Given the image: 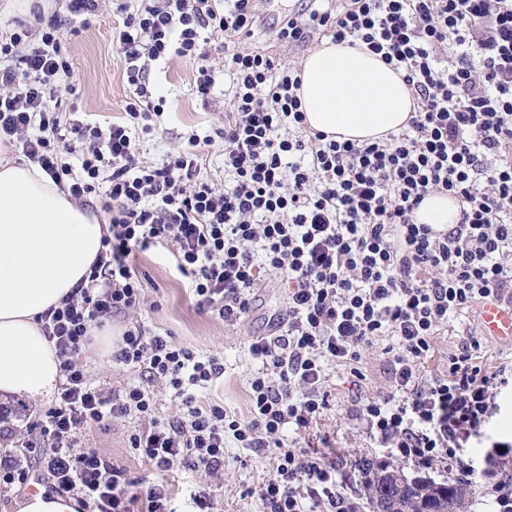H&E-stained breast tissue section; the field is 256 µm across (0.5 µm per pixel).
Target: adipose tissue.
Masks as SVG:
<instances>
[{
  "label": "adipose tissue",
  "instance_id": "ef3b65f1",
  "mask_svg": "<svg viewBox=\"0 0 512 512\" xmlns=\"http://www.w3.org/2000/svg\"><path fill=\"white\" fill-rule=\"evenodd\" d=\"M403 69L364 43L325 40L301 65L297 95L308 126L337 141L372 142L406 128L413 96ZM0 144V398L41 400L63 377L38 319L85 277L106 227L72 202L40 168ZM452 195L432 192L420 224L459 220Z\"/></svg>",
  "mask_w": 512,
  "mask_h": 512
}]
</instances>
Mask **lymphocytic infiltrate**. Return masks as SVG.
I'll return each mask as SVG.
<instances>
[{"mask_svg":"<svg viewBox=\"0 0 512 512\" xmlns=\"http://www.w3.org/2000/svg\"><path fill=\"white\" fill-rule=\"evenodd\" d=\"M101 2L66 0L64 18L33 5L0 39V139L77 205L99 203L109 221L87 279L40 317L64 381L28 422L24 459L0 461V486L25 485L37 470L77 495L83 512H171L163 487L132 491L124 468L85 444L87 432L134 416L142 425L129 446L159 471L218 475L231 440L272 458L258 490L265 512H357L335 466L288 448L281 434L309 428L328 408L329 365L358 373L361 347L380 338L395 351L397 394L364 404L361 423L415 466L457 469L461 448L480 435L512 379L466 349L444 378L422 380L413 365L452 319L492 299L512 302V0H343L334 11L305 0L268 21L258 0H144L134 14L112 0L124 16L115 39L130 97L125 122L105 128L47 104L48 95L73 91L64 24ZM267 25L291 42L320 31L359 40L401 67L414 98L407 128L362 144L311 131L300 69L228 48L224 172L232 185L202 178L195 134L167 162L142 160L131 127L161 112L151 63L197 60L196 89L206 98L215 79L201 31L238 40ZM431 192L458 199L457 224L416 223ZM158 247L170 248L197 308L230 323L246 318L266 278L286 284L285 316L248 347L260 367L248 380L246 420L193 392L223 375L217 356L135 319L145 292L132 255ZM117 313L132 320L111 361L146 378L118 390L94 385L84 364L92 328ZM160 380L182 403L178 419L158 416L150 385Z\"/></svg>","mask_w":512,"mask_h":512,"instance_id":"f902f5d3","label":"lymphocytic infiltrate"}]
</instances>
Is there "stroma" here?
<instances>
[{
  "instance_id": "stroma-1",
  "label": "stroma",
  "mask_w": 512,
  "mask_h": 512,
  "mask_svg": "<svg viewBox=\"0 0 512 512\" xmlns=\"http://www.w3.org/2000/svg\"><path fill=\"white\" fill-rule=\"evenodd\" d=\"M122 21V16L104 10L77 29L63 31L75 88L69 102L81 120L107 126L121 121L125 114L129 89L113 40V33ZM223 43L222 36L214 35L207 46V63L214 72L215 85L206 100L196 92V62L174 56L153 64L150 86L156 95L166 99L167 105L162 116L152 118L151 132L140 136L146 161L159 163L175 155L189 134L208 135L211 143L199 148L201 174L223 181L224 141L219 131L224 127V93L230 84L224 73ZM239 47L245 51H265L281 63L295 66L301 65L314 49L308 42L279 40L272 30L255 32L252 38L240 41ZM136 263L146 285L145 303L137 313L138 320L153 331L170 333L177 343L204 354L221 356L223 376L208 388L198 390L197 395L203 400L223 403L228 415L246 418L247 380L259 368L258 362L250 358L248 346L252 337L268 332L272 316L284 312V286L275 280L267 281L246 319L227 325L197 310L185 279L170 262L167 249L138 254ZM470 334L480 343L479 363L491 371L512 369V342L487 335L479 309L473 308L432 337L427 358L416 364L417 374L427 380L447 376L449 358L460 353L462 342ZM384 347V342L376 341L361 348L360 377L342 369H331L326 384L328 409L309 431L299 433L288 429L283 433L288 447L308 452L317 450L335 462L344 492L358 503L359 512H369L362 486V462L395 458L391 449L382 447L378 437L368 433L358 419L362 404L393 389L392 357ZM497 403V410L483 427L482 437L471 439L462 452L464 465L474 470L466 512H494L489 489L512 474V453L500 457L492 449L493 443L512 442V386L501 391ZM42 409V404L33 401L0 398V419L14 430L11 440L0 443V457L7 453L22 455L26 424ZM140 426V421L135 419L119 420L108 432H92L90 442L103 455L122 465L129 479L145 485L169 484L173 512H196L192 493L203 482L209 483L219 512H264L257 490L270 475L268 459L232 443L224 450L223 474L209 477L186 469L178 481L171 483L149 463L134 456L129 448L128 437Z\"/></svg>"
}]
</instances>
